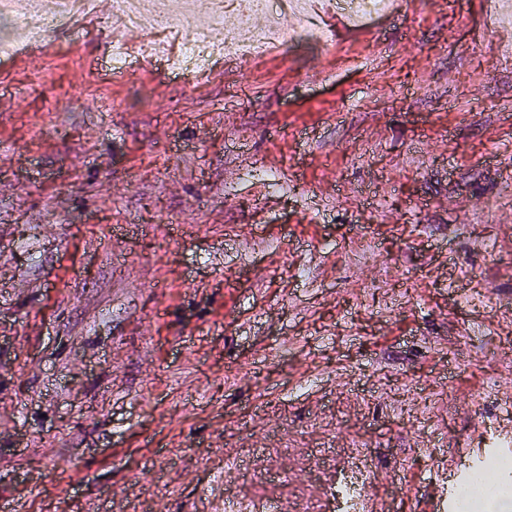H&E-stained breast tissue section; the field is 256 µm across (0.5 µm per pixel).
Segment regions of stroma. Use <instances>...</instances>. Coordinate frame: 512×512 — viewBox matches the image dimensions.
Segmentation results:
<instances>
[{
	"mask_svg": "<svg viewBox=\"0 0 512 512\" xmlns=\"http://www.w3.org/2000/svg\"><path fill=\"white\" fill-rule=\"evenodd\" d=\"M506 42L397 0L190 84L77 31L0 60V512H336L357 452L407 512L512 438Z\"/></svg>",
	"mask_w": 512,
	"mask_h": 512,
	"instance_id": "stroma-1",
	"label": "stroma"
}]
</instances>
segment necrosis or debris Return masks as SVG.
<instances>
[{
    "instance_id": "necrosis-or-debris-1",
    "label": "necrosis or debris",
    "mask_w": 512,
    "mask_h": 512,
    "mask_svg": "<svg viewBox=\"0 0 512 512\" xmlns=\"http://www.w3.org/2000/svg\"><path fill=\"white\" fill-rule=\"evenodd\" d=\"M391 0H211L206 15L189 7L178 8L174 0H112V11L125 26L141 30L146 53L162 58L172 73L201 79L212 60L220 55L239 56L271 46L287 47L299 38L324 42L318 19L332 9L363 20L383 14ZM92 0H0V19L10 25L8 37L0 38V51L24 34L27 43H41L49 29L66 26L74 16L92 11ZM235 12L237 22L223 43H214L208 28L224 23L227 12ZM256 16L266 25L253 24Z\"/></svg>"
}]
</instances>
